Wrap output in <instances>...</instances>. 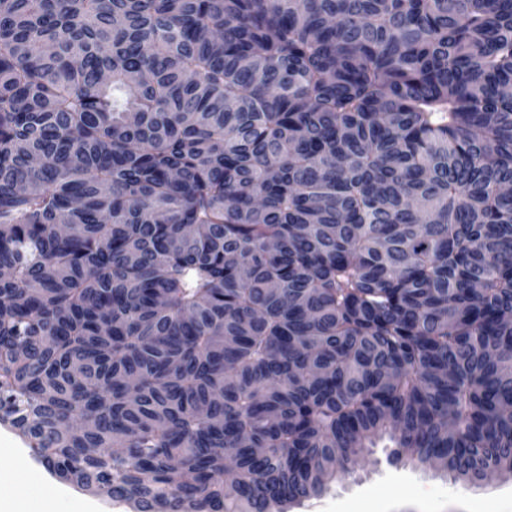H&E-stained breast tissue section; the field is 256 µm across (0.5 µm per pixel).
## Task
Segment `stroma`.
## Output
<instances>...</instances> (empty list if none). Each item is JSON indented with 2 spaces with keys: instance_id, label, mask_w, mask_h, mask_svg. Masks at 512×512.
I'll return each mask as SVG.
<instances>
[{
  "instance_id": "35a3bbf8",
  "label": "stroma",
  "mask_w": 512,
  "mask_h": 512,
  "mask_svg": "<svg viewBox=\"0 0 512 512\" xmlns=\"http://www.w3.org/2000/svg\"><path fill=\"white\" fill-rule=\"evenodd\" d=\"M391 444L378 441L350 475L333 481L322 496L291 512H512V479L494 477L477 485L455 482L449 475L410 460L392 461ZM33 451L15 429L0 424V497L39 499L63 512H79L94 501V512H133L125 503L108 504L33 460ZM29 474L15 479L18 466Z\"/></svg>"
}]
</instances>
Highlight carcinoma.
I'll use <instances>...</instances> for the list:
<instances>
[{"label":"carcinoma","instance_id":"cac0c4a2","mask_svg":"<svg viewBox=\"0 0 512 512\" xmlns=\"http://www.w3.org/2000/svg\"><path fill=\"white\" fill-rule=\"evenodd\" d=\"M0 269V423L134 512L512 476V0H0Z\"/></svg>","mask_w":512,"mask_h":512}]
</instances>
